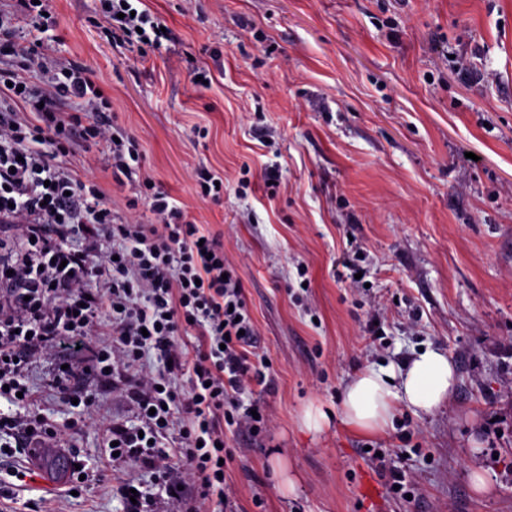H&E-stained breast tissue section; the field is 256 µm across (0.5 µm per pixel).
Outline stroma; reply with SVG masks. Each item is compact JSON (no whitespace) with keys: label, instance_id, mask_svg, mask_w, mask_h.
I'll list each match as a JSON object with an SVG mask.
<instances>
[{"label":"stroma","instance_id":"35a3bbf8","mask_svg":"<svg viewBox=\"0 0 512 512\" xmlns=\"http://www.w3.org/2000/svg\"><path fill=\"white\" fill-rule=\"evenodd\" d=\"M46 4L49 55L87 69L143 175L238 267L275 386L242 395L269 418L262 443L228 438L237 512H512V0H142L169 35L139 51L108 38L98 0ZM111 163L92 141L62 160L123 217L135 189ZM200 166L223 175V197L202 198ZM345 259L360 283L338 278ZM430 344L456 369L443 408L398 413L382 435L337 419L302 430L305 405L336 407L356 369ZM50 370L28 373L40 412L88 471L109 465L104 423L74 426ZM400 471L410 496L390 488ZM47 498L59 512H127L98 481L70 493L42 458L0 455V512Z\"/></svg>","mask_w":512,"mask_h":512}]
</instances>
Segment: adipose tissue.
Returning a JSON list of instances; mask_svg holds the SVG:
<instances>
[{"label": "adipose tissue", "mask_w": 512, "mask_h": 512, "mask_svg": "<svg viewBox=\"0 0 512 512\" xmlns=\"http://www.w3.org/2000/svg\"><path fill=\"white\" fill-rule=\"evenodd\" d=\"M455 383V367L437 346L397 366L366 365L342 389L340 418L352 429L380 434L398 411L418 418L432 414L448 400Z\"/></svg>", "instance_id": "obj_1"}]
</instances>
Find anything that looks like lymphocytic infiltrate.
<instances>
[{"instance_id":"1","label":"lymphocytic infiltrate","mask_w":512,"mask_h":512,"mask_svg":"<svg viewBox=\"0 0 512 512\" xmlns=\"http://www.w3.org/2000/svg\"><path fill=\"white\" fill-rule=\"evenodd\" d=\"M99 2L113 39L133 44L141 29L162 38L149 11L123 16L132 0ZM2 59L9 65L0 67V88L10 94L0 97V224L20 233L0 263V387L28 412L0 415V437L31 452L63 447L56 422L33 409L28 384L30 365L50 359L52 387L77 400L85 422L100 414L87 378L125 391L140 424L110 428L119 461L150 472L178 512H223L231 505L221 477L225 433L262 435L265 418H254L241 394L274 381L257 353L236 265L223 241L150 179L121 219L94 179L56 165L93 139L111 148L116 181L141 171L135 139L97 109L104 91L82 65L47 59L40 39L20 49L10 17L0 14ZM78 238L88 248H74ZM102 276L110 282L103 291L93 286ZM103 321L112 327L106 345L94 339ZM149 349L164 358L163 369L144 367Z\"/></svg>"}]
</instances>
